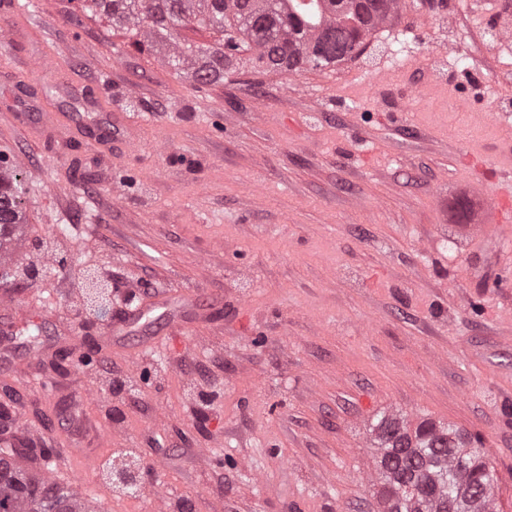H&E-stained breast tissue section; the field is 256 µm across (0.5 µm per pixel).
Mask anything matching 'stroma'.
<instances>
[{
	"mask_svg": "<svg viewBox=\"0 0 512 512\" xmlns=\"http://www.w3.org/2000/svg\"><path fill=\"white\" fill-rule=\"evenodd\" d=\"M0 151L24 172V237L71 259L6 286L41 326L40 371L79 326L87 277L112 288L96 345L127 307L190 289L213 321L135 337L62 376L52 399L0 379L37 431L78 400L114 417L112 445L159 469L178 512H380V412L481 434L512 512V242L496 239L491 191L512 193L496 159L512 115V0H423L375 32L366 53L298 74L209 85L175 76L70 0L0 15ZM112 116V150L69 116ZM56 112L47 136L33 120ZM68 237L53 241V225ZM99 392L83 400L86 376ZM223 464L202 466L200 449Z\"/></svg>",
	"mask_w": 512,
	"mask_h": 512,
	"instance_id": "35a3bbf8",
	"label": "stroma"
}]
</instances>
